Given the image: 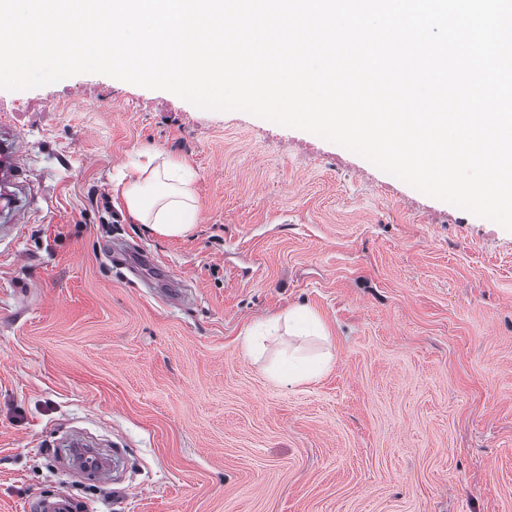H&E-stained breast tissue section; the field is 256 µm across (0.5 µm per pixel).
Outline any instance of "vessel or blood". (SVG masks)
Here are the masks:
<instances>
[{
    "label": "vessel or blood",
    "instance_id": "1",
    "mask_svg": "<svg viewBox=\"0 0 512 512\" xmlns=\"http://www.w3.org/2000/svg\"><path fill=\"white\" fill-rule=\"evenodd\" d=\"M23 143L10 124L0 125V216L5 225L0 226V238L17 234L26 223L29 213L21 204L26 195L28 181L24 176Z\"/></svg>",
    "mask_w": 512,
    "mask_h": 512
}]
</instances>
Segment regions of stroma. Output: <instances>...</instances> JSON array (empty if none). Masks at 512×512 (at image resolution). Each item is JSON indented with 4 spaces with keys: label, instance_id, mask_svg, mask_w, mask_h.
Wrapping results in <instances>:
<instances>
[{
    "label": "stroma",
    "instance_id": "obj_1",
    "mask_svg": "<svg viewBox=\"0 0 512 512\" xmlns=\"http://www.w3.org/2000/svg\"><path fill=\"white\" fill-rule=\"evenodd\" d=\"M25 100L0 512H34L76 431L127 456L120 483L74 491L88 512H512V231L247 112L90 73L0 89ZM147 146L196 173L189 235L115 194ZM298 305L329 332L309 352L333 356L300 384L271 373L285 331L245 350Z\"/></svg>",
    "mask_w": 512,
    "mask_h": 512
}]
</instances>
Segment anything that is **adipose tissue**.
I'll return each mask as SVG.
<instances>
[{
    "label": "adipose tissue",
    "instance_id": "obj_1",
    "mask_svg": "<svg viewBox=\"0 0 512 512\" xmlns=\"http://www.w3.org/2000/svg\"><path fill=\"white\" fill-rule=\"evenodd\" d=\"M136 179L121 188L128 213L152 232L164 237L184 236L197 222L199 207L186 165L156 150L145 151Z\"/></svg>",
    "mask_w": 512,
    "mask_h": 512
}]
</instances>
